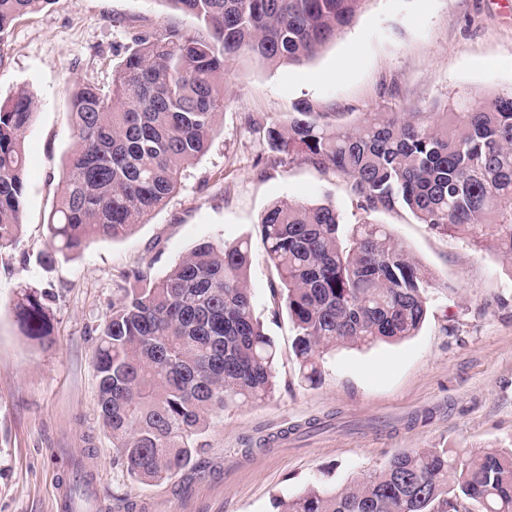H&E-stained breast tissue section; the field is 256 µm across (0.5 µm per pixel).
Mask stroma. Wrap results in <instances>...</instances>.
Wrapping results in <instances>:
<instances>
[{"label": "stroma", "instance_id": "stroma-1", "mask_svg": "<svg viewBox=\"0 0 512 512\" xmlns=\"http://www.w3.org/2000/svg\"><path fill=\"white\" fill-rule=\"evenodd\" d=\"M172 25L198 23L165 0H50L0 44V100L22 88L38 103L25 141L21 242L0 260V512H59L75 468L93 477L95 512H276L278 499L318 482L344 486L401 450L512 448V261L492 242L439 235L406 209L362 210L344 178L268 141L305 103L351 120L511 93L512 0H367L309 61L238 57L224 78L221 131L167 203L128 236L41 264L73 147L71 85L110 86L137 34ZM282 200L329 203L345 223L385 225L434 276L419 333L336 348L316 383H299L293 323L273 303L258 233ZM246 239L255 310L279 352L275 391L215 418L196 469L133 482L99 426L94 370L124 276L139 269L158 279L199 242ZM25 285L48 297L51 349L15 322ZM313 419L318 429L307 428Z\"/></svg>", "mask_w": 512, "mask_h": 512}]
</instances>
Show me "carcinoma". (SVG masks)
I'll list each match as a JSON object with an SVG mask.
<instances>
[{
  "instance_id": "obj_1",
  "label": "carcinoma",
  "mask_w": 512,
  "mask_h": 512,
  "mask_svg": "<svg viewBox=\"0 0 512 512\" xmlns=\"http://www.w3.org/2000/svg\"><path fill=\"white\" fill-rule=\"evenodd\" d=\"M50 0H0V43ZM200 26L134 38L105 91L77 82L73 149L47 229L46 265L130 233L177 190L207 152L224 112L235 56L262 65L313 58L366 0H165ZM36 103L24 89L0 103V260L23 226L25 139ZM273 150L344 177L366 211L402 207L431 230L512 258V94L475 108L373 112L330 123L308 106L268 131ZM273 299L296 334L297 378L313 383L326 354L417 335L432 276L382 224L345 226L329 204L276 202L261 219ZM251 244L198 243L158 280L140 270L112 303L95 350L98 414L127 475L148 484L195 464L204 434L231 405L275 390L279 359L255 313ZM22 333L45 346V295L14 301ZM279 512H512V449L427 448L393 454L378 472L313 485Z\"/></svg>"
}]
</instances>
